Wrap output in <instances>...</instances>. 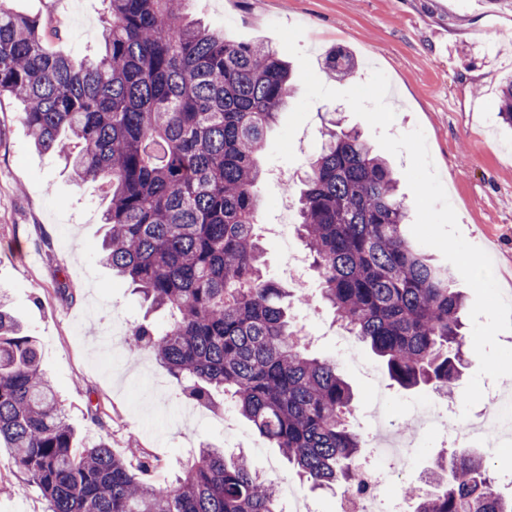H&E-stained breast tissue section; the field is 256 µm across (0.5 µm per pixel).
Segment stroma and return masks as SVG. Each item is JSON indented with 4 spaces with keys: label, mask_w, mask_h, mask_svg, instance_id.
<instances>
[{
    "label": "stroma",
    "mask_w": 512,
    "mask_h": 512,
    "mask_svg": "<svg viewBox=\"0 0 512 512\" xmlns=\"http://www.w3.org/2000/svg\"><path fill=\"white\" fill-rule=\"evenodd\" d=\"M16 11L41 19L45 46L64 55L97 52L103 22L101 0H14ZM193 18L223 30L226 39L261 41L280 47L270 23L304 26L299 42L313 70L326 86L345 90L382 70L391 85L388 104L396 117L389 128L397 136L422 128L435 168L458 217L465 239L491 257L498 283L512 278V127L498 117L500 91L512 77V5L489 0H190ZM342 50L356 67L343 80L326 68L327 56ZM23 104L0 97V297L41 349L46 379L61 397L77 446L107 437L111 447L147 448L162 462L154 475L165 482L191 455V443L245 455L261 475L276 471L296 480L279 449L261 438L242 416H235L246 444L225 437L217 417L177 394L167 371L152 355L125 356L121 323L151 319L141 298L101 264L96 251L105 234L100 220L105 189L76 182L62 160L37 151L23 119ZM376 137L368 123L341 100L312 104L297 131L295 161L269 160L287 112H280L267 132L258 162L264 171L257 190L265 201L258 232L264 266L284 288L291 280L281 267L279 239L268 230L277 223L282 195L297 196L298 178L320 151L322 129L332 117ZM308 304L292 307L294 326L311 338L309 352L335 359L339 372L357 394V409L385 395V414L395 422L409 419L416 403L434 400L439 412L462 410L463 393L446 397L429 386L403 390L390 381L369 347L356 346L355 362L339 357L332 310L311 283ZM165 380L159 408L138 410L140 373ZM454 429H439L426 440L415 470L404 484L425 489L440 457L461 452ZM0 449V512H48L39 488L7 465Z\"/></svg>",
    "instance_id": "35a3bbf8"
}]
</instances>
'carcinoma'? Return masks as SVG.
<instances>
[{
  "mask_svg": "<svg viewBox=\"0 0 512 512\" xmlns=\"http://www.w3.org/2000/svg\"><path fill=\"white\" fill-rule=\"evenodd\" d=\"M103 2L102 50L78 59L46 51L40 20L0 0V96L25 104L38 151L106 188L99 260L170 315L133 325L126 352L153 355L186 398L216 414L217 396L230 398L313 486L362 491L353 390L335 361L307 352L288 291L262 269L257 157L294 93L289 63L269 45L187 20L188 0ZM355 66L345 52L326 60L339 78ZM498 115L512 127V79ZM323 137L295 224L321 299L400 388L450 396L473 350L462 295L409 237L387 160L340 118ZM74 438L36 337L0 309V444L49 512H277L275 485L243 456L201 445L160 484L151 473L161 461L146 449L125 456L103 439L76 448ZM430 486L403 489L411 512H512L475 453L438 459Z\"/></svg>",
  "mask_w": 512,
  "mask_h": 512,
  "instance_id": "cac0c4a2",
  "label": "carcinoma"
}]
</instances>
